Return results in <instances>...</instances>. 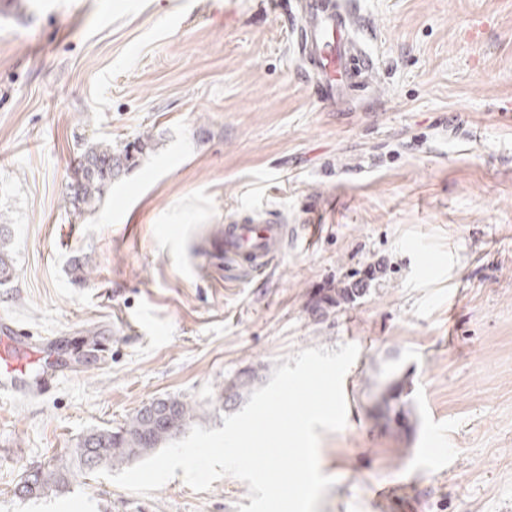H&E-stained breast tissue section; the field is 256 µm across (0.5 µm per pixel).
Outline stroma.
<instances>
[{
  "mask_svg": "<svg viewBox=\"0 0 512 512\" xmlns=\"http://www.w3.org/2000/svg\"><path fill=\"white\" fill-rule=\"evenodd\" d=\"M292 2L0 0V320L30 338L0 395V512H239L231 476L13 489L158 397L222 428L245 405L231 380L261 388L278 359L343 343L353 397L321 435L335 483L317 512H512V0H352L377 71L336 112L302 71ZM145 130L97 211L72 216L84 144ZM311 211L312 242L262 274L202 251L222 224ZM358 280L360 298L318 307ZM4 220V216L0 214V284L8 282L13 269L11 224H5Z\"/></svg>",
  "mask_w": 512,
  "mask_h": 512,
  "instance_id": "stroma-1",
  "label": "stroma"
}]
</instances>
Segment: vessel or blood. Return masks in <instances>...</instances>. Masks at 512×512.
Returning <instances> with one entry per match:
<instances>
[{
    "label": "vessel or blood",
    "mask_w": 512,
    "mask_h": 512,
    "mask_svg": "<svg viewBox=\"0 0 512 512\" xmlns=\"http://www.w3.org/2000/svg\"><path fill=\"white\" fill-rule=\"evenodd\" d=\"M298 12V48L318 98L335 107L350 91L366 89L374 63L355 38L353 12L344 0H299ZM293 236L274 221L230 223L217 249L237 276H249L284 254Z\"/></svg>",
    "instance_id": "b4317fda"
}]
</instances>
